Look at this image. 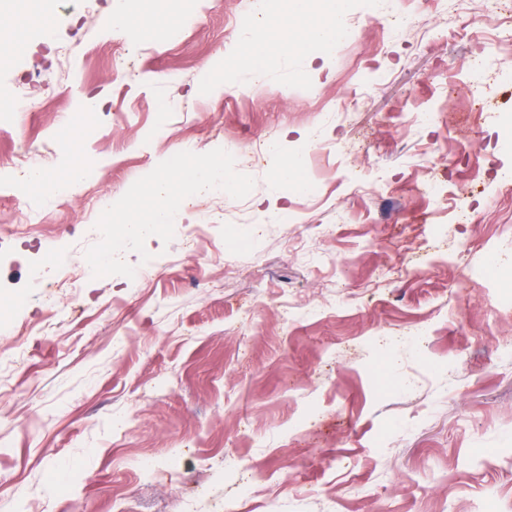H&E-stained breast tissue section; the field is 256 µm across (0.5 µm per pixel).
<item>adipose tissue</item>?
<instances>
[{
  "label": "adipose tissue",
  "instance_id": "1",
  "mask_svg": "<svg viewBox=\"0 0 512 512\" xmlns=\"http://www.w3.org/2000/svg\"><path fill=\"white\" fill-rule=\"evenodd\" d=\"M322 11L327 16L323 22L312 18L308 0H292L293 15L306 20L301 30L303 40L321 44L322 53L327 56L346 33L345 10L341 0H324ZM188 183L199 189L218 188L224 184V173L214 164L199 163L189 166L181 178L149 181L136 200L135 217L128 221L129 236H149L156 225L174 223L177 200Z\"/></svg>",
  "mask_w": 512,
  "mask_h": 512
}]
</instances>
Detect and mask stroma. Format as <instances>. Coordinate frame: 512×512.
<instances>
[{"label":"stroma","instance_id":"35a3bbf8","mask_svg":"<svg viewBox=\"0 0 512 512\" xmlns=\"http://www.w3.org/2000/svg\"><path fill=\"white\" fill-rule=\"evenodd\" d=\"M399 6L350 0L321 72L273 54L214 97L207 65L285 0H131L127 27L111 0H0V305L27 298L0 334V512H512V82L471 69L512 65V0H409L387 32ZM309 136L299 194L268 148ZM23 154L96 173L48 198ZM209 159L223 190L45 306L57 253L100 259L91 225Z\"/></svg>","mask_w":512,"mask_h":512}]
</instances>
